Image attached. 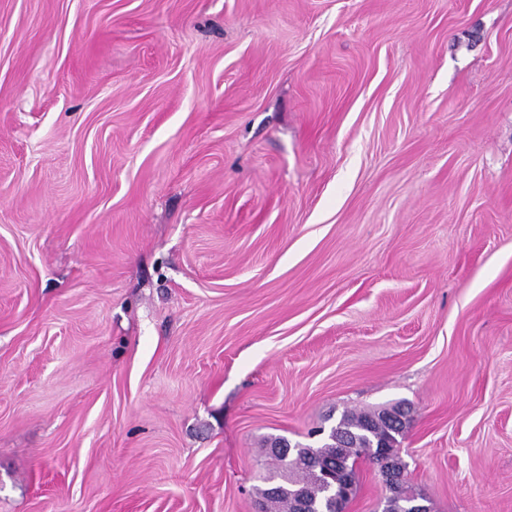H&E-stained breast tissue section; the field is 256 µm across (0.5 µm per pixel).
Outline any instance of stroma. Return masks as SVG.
<instances>
[{
    "instance_id": "obj_1",
    "label": "stroma",
    "mask_w": 512,
    "mask_h": 512,
    "mask_svg": "<svg viewBox=\"0 0 512 512\" xmlns=\"http://www.w3.org/2000/svg\"><path fill=\"white\" fill-rule=\"evenodd\" d=\"M396 403L512 512V0H0V512H255Z\"/></svg>"
}]
</instances>
